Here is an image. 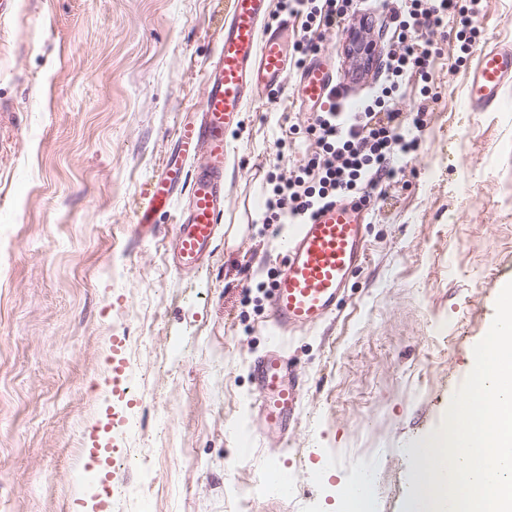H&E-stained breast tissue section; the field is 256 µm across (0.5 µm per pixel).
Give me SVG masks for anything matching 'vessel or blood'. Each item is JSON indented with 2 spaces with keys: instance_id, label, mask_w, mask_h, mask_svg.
I'll return each instance as SVG.
<instances>
[{
  "instance_id": "vessel-or-blood-1",
  "label": "vessel or blood",
  "mask_w": 512,
  "mask_h": 512,
  "mask_svg": "<svg viewBox=\"0 0 512 512\" xmlns=\"http://www.w3.org/2000/svg\"><path fill=\"white\" fill-rule=\"evenodd\" d=\"M271 0H230L223 26L217 33L219 53L204 74L201 100L178 123L173 145L160 171L153 177L133 229L135 237L154 233V217L175 213L173 259L184 272L201 268L224 213L227 186L224 169L227 135L239 123L241 112L255 98L287 89L288 23L263 27ZM301 105L322 110L329 100L351 97L349 81L337 73L330 52L312 59L296 84ZM512 85V47L484 52L468 74L472 112L496 109L507 86ZM188 202L177 208L180 192ZM367 215L347 201L329 205L295 232L278 242L284 261L270 292V326L277 339L254 360L252 376L260 433L275 442L287 441L299 423V407L307 380L291 361L282 336L317 327L331 317L350 277L364 257ZM128 362L120 342L112 344V385L129 383Z\"/></svg>"
}]
</instances>
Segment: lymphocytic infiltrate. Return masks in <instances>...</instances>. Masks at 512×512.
Here are the masks:
<instances>
[{"instance_id":"obj_1","label":"lymphocytic infiltrate","mask_w":512,"mask_h":512,"mask_svg":"<svg viewBox=\"0 0 512 512\" xmlns=\"http://www.w3.org/2000/svg\"><path fill=\"white\" fill-rule=\"evenodd\" d=\"M279 7L292 15L305 14L304 33L296 44L303 53L318 49L313 32L356 13L354 0H279ZM451 14L458 16L462 35H474L469 9L461 0H405L404 6L392 9V37L398 50L386 65L390 90L413 76L427 78L433 50L421 40V32L442 25ZM384 109L385 100L379 96L358 112L343 111L332 103L317 113L309 130L319 152L295 175L274 182L265 201L272 221L302 223L348 193L367 200L383 180L392 179L396 171L389 165L391 158L413 152L418 139L404 133L400 125L379 120Z\"/></svg>"}]
</instances>
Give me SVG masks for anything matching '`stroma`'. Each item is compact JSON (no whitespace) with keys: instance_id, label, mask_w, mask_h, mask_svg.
I'll return each mask as SVG.
<instances>
[{"instance_id":"35a3bbf8","label":"stroma","mask_w":512,"mask_h":512,"mask_svg":"<svg viewBox=\"0 0 512 512\" xmlns=\"http://www.w3.org/2000/svg\"><path fill=\"white\" fill-rule=\"evenodd\" d=\"M229 0H16L0 28V512H341L370 460L374 512H406L420 488L409 450L441 425L512 281V87L495 112L466 108L479 56L512 44V0H478L461 55L455 22L425 31L430 79L388 102L422 117L419 148L364 205L366 259L334 319L289 336L308 384L284 449L254 432L251 360L272 343L269 290L283 262L267 223L269 169L289 176L315 149L313 116L280 92L251 102L228 136L224 216L205 266L171 262L174 224L133 238L136 212L204 67ZM371 18L373 64L347 55V25L321 33L358 100L385 80L386 0ZM124 341L136 404L127 459L112 445V339ZM288 492L263 491L268 461ZM91 483L74 482L77 471Z\"/></svg>"}]
</instances>
